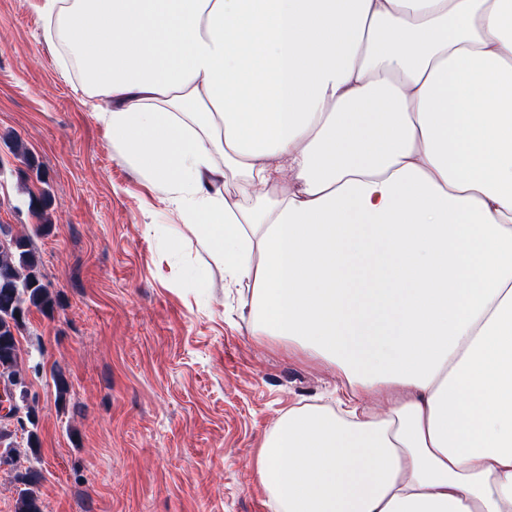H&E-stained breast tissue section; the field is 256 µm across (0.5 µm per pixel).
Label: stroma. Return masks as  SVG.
<instances>
[{"instance_id":"35a3bbf8","label":"stroma","mask_w":512,"mask_h":512,"mask_svg":"<svg viewBox=\"0 0 512 512\" xmlns=\"http://www.w3.org/2000/svg\"><path fill=\"white\" fill-rule=\"evenodd\" d=\"M42 2L0 0V224L29 236L56 300L18 337L42 510L271 512L256 474L266 433L345 379L252 335L246 289L199 246L173 248L181 213L111 146L45 40ZM17 139L35 165L13 155ZM31 191L49 193L48 224Z\"/></svg>"}]
</instances>
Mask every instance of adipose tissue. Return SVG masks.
Wrapping results in <instances>:
<instances>
[{
  "label": "adipose tissue",
  "instance_id": "obj_1",
  "mask_svg": "<svg viewBox=\"0 0 512 512\" xmlns=\"http://www.w3.org/2000/svg\"><path fill=\"white\" fill-rule=\"evenodd\" d=\"M42 12L253 335L348 383L268 433L273 512H512V0Z\"/></svg>",
  "mask_w": 512,
  "mask_h": 512
}]
</instances>
